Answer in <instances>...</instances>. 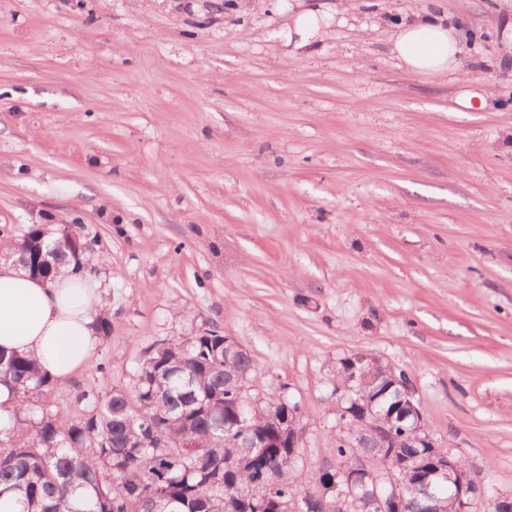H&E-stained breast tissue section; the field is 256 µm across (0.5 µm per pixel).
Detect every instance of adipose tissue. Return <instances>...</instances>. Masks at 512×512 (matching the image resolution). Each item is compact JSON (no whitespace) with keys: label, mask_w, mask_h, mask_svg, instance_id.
Listing matches in <instances>:
<instances>
[{"label":"adipose tissue","mask_w":512,"mask_h":512,"mask_svg":"<svg viewBox=\"0 0 512 512\" xmlns=\"http://www.w3.org/2000/svg\"><path fill=\"white\" fill-rule=\"evenodd\" d=\"M458 52V29L444 17L427 15L399 25L394 53L415 74L456 71ZM104 307L99 288L68 271L41 281L0 263V353L28 354L50 379H70L92 360L99 343L93 317Z\"/></svg>","instance_id":"adipose-tissue-1"}]
</instances>
